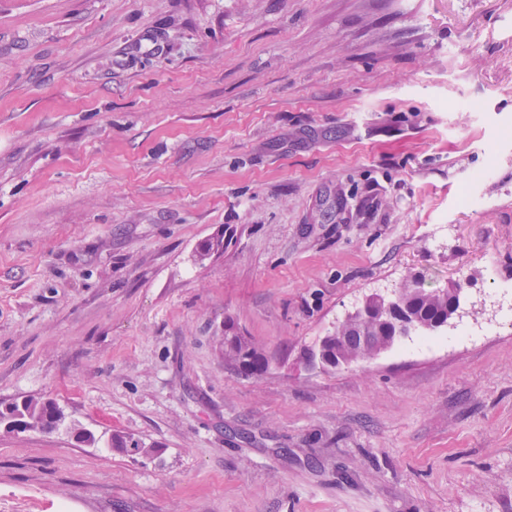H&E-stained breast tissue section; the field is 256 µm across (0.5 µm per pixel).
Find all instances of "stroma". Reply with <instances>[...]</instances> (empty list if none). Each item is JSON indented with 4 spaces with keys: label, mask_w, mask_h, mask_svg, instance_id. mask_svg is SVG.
Segmentation results:
<instances>
[{
    "label": "stroma",
    "mask_w": 512,
    "mask_h": 512,
    "mask_svg": "<svg viewBox=\"0 0 512 512\" xmlns=\"http://www.w3.org/2000/svg\"><path fill=\"white\" fill-rule=\"evenodd\" d=\"M410 274L512 283V0H0V512H512V325L313 360ZM224 323V364H236L244 375H260L267 369V361L260 347L249 337L238 335L234 326ZM47 400L36 397H29L20 402H15L0 407V426L3 424L7 429H16L15 422H22L24 428L22 430H35V429H51L54 423L55 428L63 418L61 411L60 417L57 420L51 418L47 408ZM11 427V428H10ZM52 428V429H53ZM13 431V430H12Z\"/></svg>",
    "instance_id": "stroma-1"
}]
</instances>
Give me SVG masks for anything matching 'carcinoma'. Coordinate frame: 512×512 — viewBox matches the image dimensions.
Instances as JSON below:
<instances>
[{"mask_svg": "<svg viewBox=\"0 0 512 512\" xmlns=\"http://www.w3.org/2000/svg\"><path fill=\"white\" fill-rule=\"evenodd\" d=\"M462 287L454 284L449 288L428 289L420 278L410 276L402 281L395 296L414 318L412 331L424 334L438 329L437 322L448 323L457 315L461 307ZM334 341L325 347L335 362L332 367L344 364V360L355 361L370 359L374 347L361 345L359 334L343 322L336 331L322 338V342ZM224 363L236 364L244 375H259L267 369V361L260 347L249 337L237 334L234 327L224 328ZM21 422L26 430L50 429L56 423L47 408V400L29 397L20 402L0 407V426L14 427ZM112 447L133 455H148L153 448H146L134 440H127L120 435L112 436Z\"/></svg>", "mask_w": 512, "mask_h": 512, "instance_id": "1", "label": "carcinoma"}]
</instances>
